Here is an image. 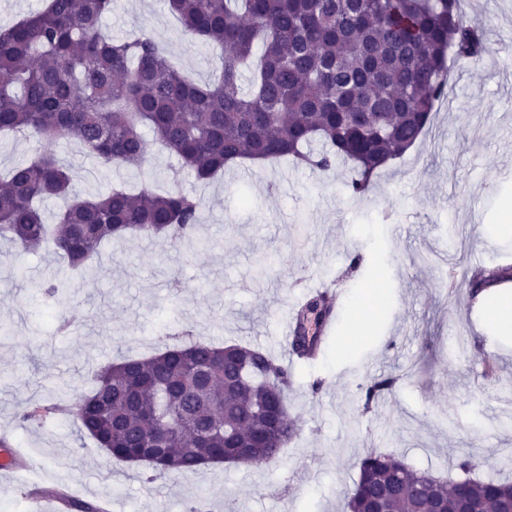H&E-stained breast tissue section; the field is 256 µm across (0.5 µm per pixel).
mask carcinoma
<instances>
[{
	"label": "carcinoma",
	"instance_id": "cac0c4a2",
	"mask_svg": "<svg viewBox=\"0 0 512 512\" xmlns=\"http://www.w3.org/2000/svg\"><path fill=\"white\" fill-rule=\"evenodd\" d=\"M183 33L217 56L215 77L197 81L154 37L113 38L102 20L112 0H48L0 29V132L51 143L66 137L105 165L139 168L150 143L206 182L235 163L290 157L328 171L348 164L352 197L368 195L378 174L429 129L448 96V55L479 63L490 54L480 26L460 0H167ZM67 200L54 224L39 203ZM201 199L171 190L134 195L114 187L70 196V175L42 150L0 177V238L25 252L46 244L70 269L129 234L191 239ZM330 305L314 298L300 311L292 342L299 359L313 345L308 315ZM292 373L250 344L206 339L147 359L126 358L95 373L94 388L72 404L81 430L109 460L128 464L146 438H158L172 467L154 477L196 472L210 455L243 449L240 465L277 461L296 435L284 430L276 401H288ZM361 386L364 408L395 385ZM344 494L346 512L372 498L387 512H424L433 499L469 512H499L512 484L494 479L447 482L374 449L357 462ZM422 487L414 497L404 487Z\"/></svg>",
	"mask_w": 512,
	"mask_h": 512
}]
</instances>
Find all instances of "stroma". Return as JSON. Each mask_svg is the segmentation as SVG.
<instances>
[{
	"label": "stroma",
	"mask_w": 512,
	"mask_h": 512,
	"mask_svg": "<svg viewBox=\"0 0 512 512\" xmlns=\"http://www.w3.org/2000/svg\"><path fill=\"white\" fill-rule=\"evenodd\" d=\"M462 7L484 28L489 58L449 59L429 131L363 198L345 193L343 165L320 173L282 161L202 183L166 152L125 169L53 142L82 195L175 185L205 207L196 241L130 235L79 271L0 242V434L43 462L39 479L84 500L110 497L112 512H343L370 449L456 481H512V465H498L512 462V330L489 315L512 302V280L478 289L469 273L479 258L488 274L512 267V0ZM103 24L116 38L149 31L198 81L215 74L211 50L183 34L166 0H114ZM46 281L62 283L64 303L34 296ZM321 281L339 317L321 357L294 367L288 409L300 430L277 462L155 479L146 465L111 463L80 431L76 394L126 356L209 339L288 362L281 314ZM454 333L464 347L452 355ZM382 375L396 377L394 389L365 405L361 385ZM30 403L58 411L22 421Z\"/></svg>",
	"instance_id": "stroma-1"
}]
</instances>
